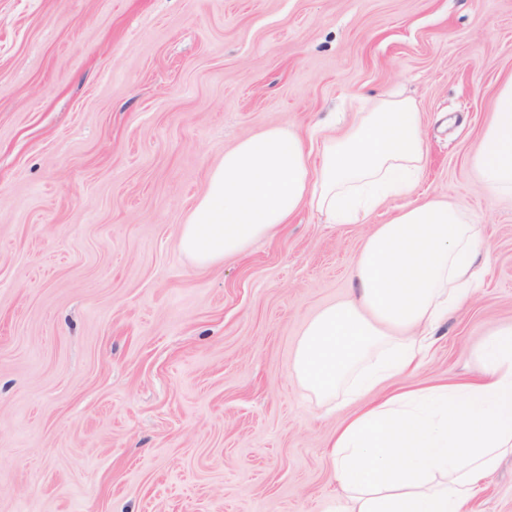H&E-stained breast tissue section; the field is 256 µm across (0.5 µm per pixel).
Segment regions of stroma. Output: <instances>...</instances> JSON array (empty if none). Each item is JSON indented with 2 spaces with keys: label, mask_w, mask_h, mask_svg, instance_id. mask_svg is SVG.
<instances>
[{
  "label": "stroma",
  "mask_w": 512,
  "mask_h": 512,
  "mask_svg": "<svg viewBox=\"0 0 512 512\" xmlns=\"http://www.w3.org/2000/svg\"><path fill=\"white\" fill-rule=\"evenodd\" d=\"M512 76V0H0V512H325L344 418L291 373L345 300L365 224L303 209L199 267L180 226L226 150L317 149L371 99L415 100L417 194L483 228L482 287L398 380L470 377L512 321V198L471 158ZM474 512H512V457Z\"/></svg>",
  "instance_id": "35a3bbf8"
}]
</instances>
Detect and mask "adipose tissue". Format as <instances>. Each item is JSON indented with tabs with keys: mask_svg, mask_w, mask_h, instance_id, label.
Wrapping results in <instances>:
<instances>
[{
	"mask_svg": "<svg viewBox=\"0 0 512 512\" xmlns=\"http://www.w3.org/2000/svg\"><path fill=\"white\" fill-rule=\"evenodd\" d=\"M427 147L415 102L373 101L318 156L272 126L225 151L181 226L179 247L210 266L274 235L302 209L327 224L365 221L393 196L409 202L375 225L355 261L352 291L305 326L291 371L317 398L353 412L328 445L347 499L328 512H464L475 489L512 456V324L494 327L474 375L394 393L418 370L433 327L476 291L482 228L460 207L412 199ZM485 188L512 195V78L475 154Z\"/></svg>",
	"mask_w": 512,
	"mask_h": 512,
	"instance_id": "1",
	"label": "adipose tissue"
}]
</instances>
